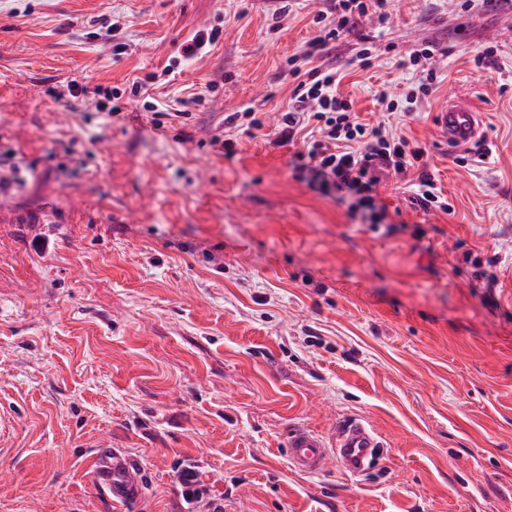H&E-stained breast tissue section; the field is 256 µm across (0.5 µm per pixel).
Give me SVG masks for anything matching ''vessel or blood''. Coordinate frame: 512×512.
<instances>
[{
	"label": "vessel or blood",
	"instance_id": "1",
	"mask_svg": "<svg viewBox=\"0 0 512 512\" xmlns=\"http://www.w3.org/2000/svg\"><path fill=\"white\" fill-rule=\"evenodd\" d=\"M437 127L451 147L466 148L481 138L483 118L471 96L460 94L439 112ZM285 448L297 471L318 472L332 456L343 472L360 476L373 468L381 442L372 428L354 420L338 428L332 444H325L309 430L298 428L289 435ZM89 470L92 483L114 503H130L145 493L141 465L125 449L113 447L109 440H99L93 446Z\"/></svg>",
	"mask_w": 512,
	"mask_h": 512
}]
</instances>
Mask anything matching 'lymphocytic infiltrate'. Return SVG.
Here are the masks:
<instances>
[{
	"label": "lymphocytic infiltrate",
	"mask_w": 512,
	"mask_h": 512,
	"mask_svg": "<svg viewBox=\"0 0 512 512\" xmlns=\"http://www.w3.org/2000/svg\"><path fill=\"white\" fill-rule=\"evenodd\" d=\"M366 17L388 24V0H328L326 10L316 18L318 35L307 41L301 55L288 60L285 74L294 88L278 120L275 142H291L305 127H313L315 135L306 152L297 156L305 180L327 196H357L371 224H380L386 211L376 200L378 185L393 177L404 178L414 169L419 172L414 203L426 212L448 210L447 200L426 170L424 148L384 126L361 123L351 102L337 93L343 78L340 70L314 63L331 42ZM174 485L181 502L193 512H224L198 470L177 469Z\"/></svg>",
	"instance_id": "1"
}]
</instances>
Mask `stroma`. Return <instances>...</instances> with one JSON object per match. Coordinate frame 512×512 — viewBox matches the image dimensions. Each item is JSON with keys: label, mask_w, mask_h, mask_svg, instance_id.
I'll list each match as a JSON object with an SVG mask.
<instances>
[{"label": "stroma", "mask_w": 512, "mask_h": 512, "mask_svg": "<svg viewBox=\"0 0 512 512\" xmlns=\"http://www.w3.org/2000/svg\"><path fill=\"white\" fill-rule=\"evenodd\" d=\"M278 6L0 0V155L20 169L0 196V512H182L187 458L224 512H512V5L391 0V27L364 20L325 55L367 123L425 148L451 205H412L413 170L378 186L375 229L294 170L302 140L272 143L282 70L324 4L297 0L275 29ZM427 45L432 96L380 110L378 91L417 88L408 52ZM149 74L148 97L189 114L162 137L129 93ZM73 82L77 110L56 96ZM462 93L484 114L465 151L436 127ZM248 106L261 130L225 126ZM349 419L383 442L373 471L291 467V430L329 440ZM98 439L143 466L139 502L92 484ZM218 34L219 31L215 29H211V33L199 32L190 40L191 43L182 46L180 56L186 60L197 57L207 45L215 43Z\"/></svg>", "instance_id": "obj_1"}]
</instances>
